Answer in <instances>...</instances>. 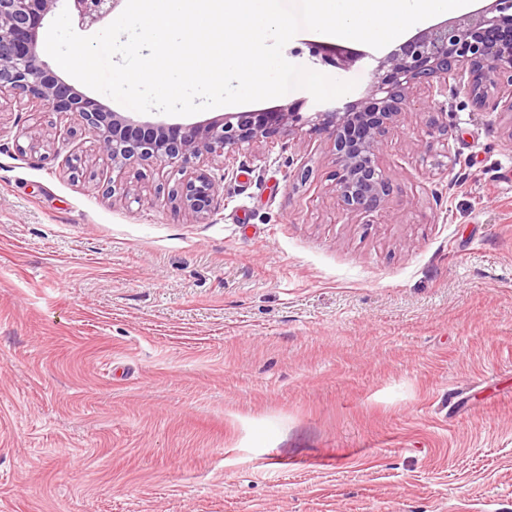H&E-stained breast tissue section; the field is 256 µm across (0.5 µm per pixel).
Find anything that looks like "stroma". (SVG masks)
<instances>
[{
  "instance_id": "1",
  "label": "stroma",
  "mask_w": 512,
  "mask_h": 512,
  "mask_svg": "<svg viewBox=\"0 0 512 512\" xmlns=\"http://www.w3.org/2000/svg\"><path fill=\"white\" fill-rule=\"evenodd\" d=\"M379 164L347 213L327 136L249 147L200 223L1 116L0 512H512V119L458 93Z\"/></svg>"
}]
</instances>
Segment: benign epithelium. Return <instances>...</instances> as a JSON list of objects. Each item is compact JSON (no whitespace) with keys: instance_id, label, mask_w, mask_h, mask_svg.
Masks as SVG:
<instances>
[{"instance_id":"7a95c632","label":"benign epithelium","mask_w":512,"mask_h":512,"mask_svg":"<svg viewBox=\"0 0 512 512\" xmlns=\"http://www.w3.org/2000/svg\"><path fill=\"white\" fill-rule=\"evenodd\" d=\"M59 0H0V112L15 104L47 109L76 122L92 137L98 158L112 168L135 165H191L179 207L206 220L213 213L220 182L205 165L226 163L245 147L268 144L303 127L333 141L336 171L333 191L346 212H372L388 205V178L378 164L385 138L411 115L432 139L448 138V83L464 90L472 102L512 116V0L428 27L382 58L372 70L366 95L359 101L307 114L294 102L274 110L226 113L194 123L154 122L110 111L57 75L39 54V32ZM83 28L112 15L121 0H66ZM315 64L347 70L366 57L335 43H310ZM424 89L426 96L415 98ZM36 154L44 147L41 131L24 132Z\"/></svg>"}]
</instances>
